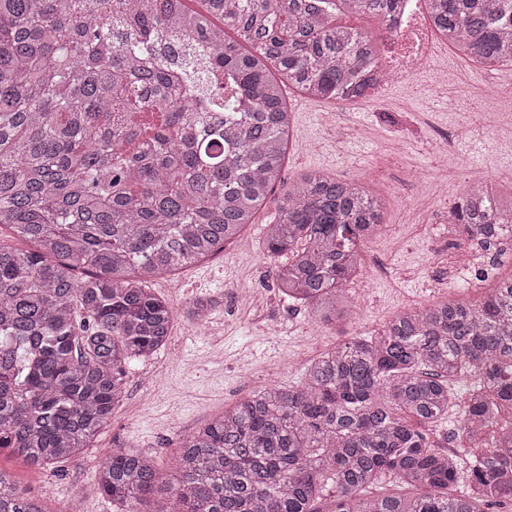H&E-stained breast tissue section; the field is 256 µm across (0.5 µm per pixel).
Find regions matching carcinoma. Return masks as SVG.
I'll list each match as a JSON object with an SVG mask.
<instances>
[{
	"mask_svg": "<svg viewBox=\"0 0 512 512\" xmlns=\"http://www.w3.org/2000/svg\"><path fill=\"white\" fill-rule=\"evenodd\" d=\"M398 0H0V451L60 472L102 432L129 364L160 350L174 306L154 278L224 248L275 200L278 288L344 327L359 243L385 198L321 171L286 183L283 87L367 97L371 36ZM448 48L512 65V0H427ZM454 232L505 240L512 206L483 186ZM82 270L83 276L76 274ZM475 375L463 448L436 449L452 380ZM156 461L113 448L95 471L112 512H486L512 501V277L477 303L403 311L351 334L296 386L262 387L188 435L159 494ZM388 479L407 493L380 494ZM0 512H48L0 468ZM336 20L343 25H353L366 31L372 38L376 37L383 45V26L379 20L367 16H351L349 14H337Z\"/></svg>",
	"mask_w": 512,
	"mask_h": 512,
	"instance_id": "carcinoma-1",
	"label": "carcinoma"
}]
</instances>
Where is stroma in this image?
Here are the masks:
<instances>
[{
  "mask_svg": "<svg viewBox=\"0 0 512 512\" xmlns=\"http://www.w3.org/2000/svg\"><path fill=\"white\" fill-rule=\"evenodd\" d=\"M435 53L436 68L448 72L444 87L423 77L393 85L379 99L325 101L286 93L297 146L284 178L319 169L387 197L386 227L362 245V274L350 285L353 333L380 330L412 307L479 298L480 289L455 281V235L442 213L473 183L487 184L502 203L512 202V127L496 121L497 114H512V95L492 109L479 97L487 86H505L512 67L474 64L442 43ZM447 94L470 102L473 132L458 145L459 184L436 190L427 183L418 196L405 198L403 183L444 165L431 129L418 116L438 113L440 125L452 128L442 102ZM275 214L272 207L260 212L214 257L154 280V291L176 311L170 338L153 358L131 364L123 398L94 448L56 475L5 451L0 468L11 471L21 489L41 497L50 512H63L76 495L88 512H112L94 485L95 466L112 447L131 445L162 460L159 483L167 485L189 433L267 383L298 382L305 366L340 336L335 327L317 323L309 309L279 295L274 264L262 246L263 226ZM200 296L215 302L202 329L185 316Z\"/></svg>",
  "mask_w": 512,
  "mask_h": 512,
  "instance_id": "stroma-1",
  "label": "stroma"
}]
</instances>
